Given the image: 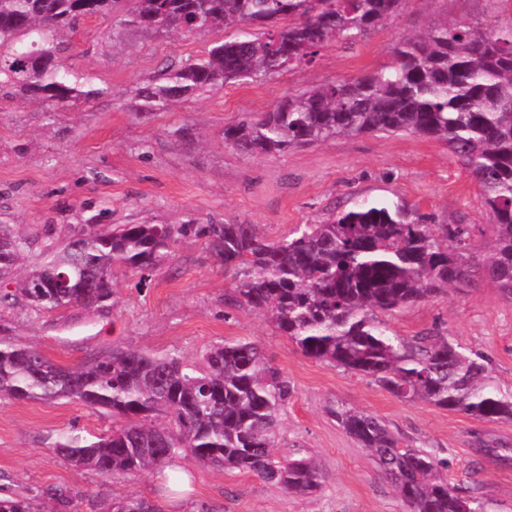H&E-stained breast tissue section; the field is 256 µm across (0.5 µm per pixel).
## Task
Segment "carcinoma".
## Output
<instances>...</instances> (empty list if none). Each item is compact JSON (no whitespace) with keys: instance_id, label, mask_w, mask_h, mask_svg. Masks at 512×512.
<instances>
[{"instance_id":"cac0c4a2","label":"carcinoma","mask_w":512,"mask_h":512,"mask_svg":"<svg viewBox=\"0 0 512 512\" xmlns=\"http://www.w3.org/2000/svg\"><path fill=\"white\" fill-rule=\"evenodd\" d=\"M404 0H0V96L36 99L48 111L112 95L58 63L48 33L112 15L123 27L206 34L233 30L205 56L168 67L138 90L137 110L226 83L290 72L330 44L352 48L400 11ZM394 60L371 74L313 86L272 112L224 127L240 155L284 153L340 136L378 133L435 139L474 178L494 235L478 246L469 224H427L398 203L362 201L272 240L255 224L96 222L58 243L0 224V306L37 314L110 312L117 268L153 272L182 238L205 240L231 277L224 306L266 316L307 357L370 378L404 401H425L479 421H512V394L493 382L489 359L445 336L413 345L382 320L478 278L512 300V21L480 30L435 23L401 38ZM295 393L288 377L246 339L177 356L115 347L63 367L15 342L0 317V400H67L117 424L88 440L53 444L76 470L105 476L150 472L178 458L251 473L291 495L321 486L307 456L278 459L279 414ZM331 415L370 451L408 512H484L431 453L401 446L380 418L344 405ZM79 494L56 487L0 495V512H79ZM92 512H164L157 501H98Z\"/></svg>"}]
</instances>
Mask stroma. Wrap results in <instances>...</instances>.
I'll return each mask as SVG.
<instances>
[{
  "instance_id": "obj_1",
  "label": "stroma",
  "mask_w": 512,
  "mask_h": 512,
  "mask_svg": "<svg viewBox=\"0 0 512 512\" xmlns=\"http://www.w3.org/2000/svg\"><path fill=\"white\" fill-rule=\"evenodd\" d=\"M512 19V6L489 0H405L401 11L353 48L330 46L309 65L258 82H235L190 95L167 112H136L137 88L164 67L195 59L218 33L179 35L124 28L110 17L81 20L58 33L60 62L91 72L112 94L56 109L0 97V222L55 227L64 238L98 217L103 224L258 225L273 239L361 201H399L438 224H472L478 241L492 235L472 176L442 143L412 135L342 136L272 156L246 157L224 145L225 125L273 111L288 95L357 77L392 60L402 36L436 22L477 28ZM190 130L189 137L178 128ZM229 281L204 240L181 239L149 275L120 269L104 316L67 312L6 318L16 339L50 361L77 366L113 347L192 362L208 346L241 338L258 344L281 369L295 396L280 415L279 457L319 464L313 497L290 495L250 473L177 460L157 471L103 476L74 470L54 441L74 432L106 433L112 418L66 401L0 402V490L60 486L121 500L164 498L167 512H407L370 453L330 414L336 404L373 414L403 443L445 460V474L486 512H512V460L480 451L477 441L512 448V422L488 423L426 402L402 401L369 378L305 357L261 314L226 311ZM406 340L438 334L484 353L495 383L512 390V301L482 281L464 295L429 299L389 316Z\"/></svg>"
}]
</instances>
